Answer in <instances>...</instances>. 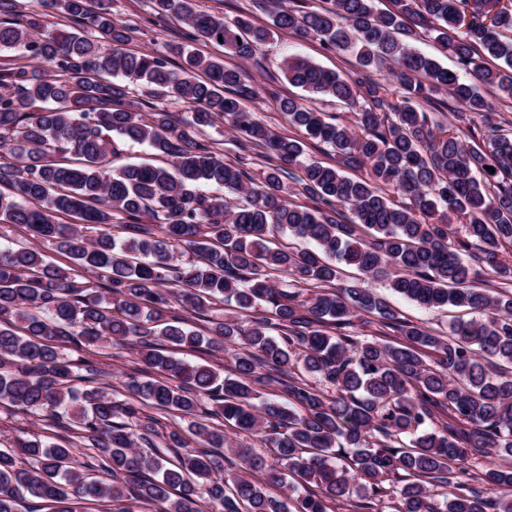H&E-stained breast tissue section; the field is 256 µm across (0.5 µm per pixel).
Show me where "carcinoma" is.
Returning <instances> with one entry per match:
<instances>
[{"label":"carcinoma","instance_id":"carcinoma-1","mask_svg":"<svg viewBox=\"0 0 512 512\" xmlns=\"http://www.w3.org/2000/svg\"><path fill=\"white\" fill-rule=\"evenodd\" d=\"M42 2L67 24L0 0V51L14 52L0 62V224L19 230L0 245V406L41 421L0 443V512H72L71 499L85 512H382L386 499L394 512H512V465L480 464L512 459V132L481 91L512 99V0H318L275 8L271 29L150 0L148 23L185 27L158 52L127 51L140 25L114 18L112 0ZM275 28L354 54L346 76L282 62L290 85L353 124L279 97L304 138L282 136L244 108L256 91L243 71L196 48L249 60ZM422 37L459 70L414 50ZM384 69L391 86L373 78ZM220 124L237 133L232 163L208 133ZM116 138L165 165L112 166ZM307 140L332 162L308 157ZM285 179L312 204L287 199ZM339 263L365 278L390 267V288L418 306L479 317L440 335L339 282ZM103 341L138 348L147 377L100 383ZM203 345L232 372L178 357ZM166 417L195 418L190 437ZM228 424L275 457L229 442ZM226 450L238 471H224Z\"/></svg>","mask_w":512,"mask_h":512}]
</instances>
